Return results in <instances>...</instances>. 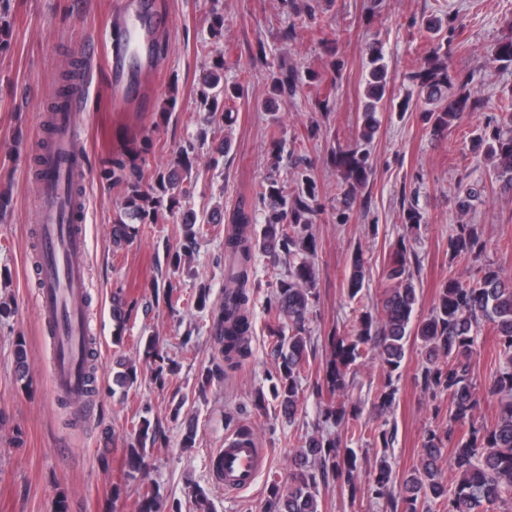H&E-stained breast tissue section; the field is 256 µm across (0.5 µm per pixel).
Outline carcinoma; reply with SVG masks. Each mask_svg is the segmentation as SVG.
I'll list each match as a JSON object with an SVG mask.
<instances>
[{
  "instance_id": "cac0c4a2",
  "label": "carcinoma",
  "mask_w": 512,
  "mask_h": 512,
  "mask_svg": "<svg viewBox=\"0 0 512 512\" xmlns=\"http://www.w3.org/2000/svg\"><path fill=\"white\" fill-rule=\"evenodd\" d=\"M369 65L366 77L369 102L362 115V138L367 142L372 141L379 130L375 113L387 85V69L378 50H372ZM409 78L425 104L423 118L436 135L461 123L481 106L480 99L470 93L459 92L448 97V87L457 82L458 77L449 63L448 45L441 39ZM298 88L295 71L288 70L276 79L272 92L277 96L285 93L293 96ZM233 93L235 90L224 86V60L219 59L203 77L200 103L207 107L211 118H222L224 111L219 109L220 101ZM482 142L488 155L500 160L495 170L496 182L501 189L512 191V126L506 130L493 128L484 135ZM147 154L148 148L142 147L112 161V180L126 189L121 212L113 218L112 244L116 247L136 237L137 225L155 222L163 208H176L173 190L190 175L189 152L182 147L174 165L156 173L153 182L146 185L143 180ZM335 164L348 186L345 204L350 209L356 201V189L368 181L369 156L358 149H341L335 153ZM305 183V188L291 195L276 178L269 177L261 184L259 196L269 203L271 214L258 234L247 233L253 211L244 204L237 209L233 216L237 230L224 241V304L214 323L224 362L227 368L234 370L248 354L251 322L247 286L254 254L261 250L277 261L288 260V274L276 285V318L280 323L272 331L277 346L288 347V355L283 357L272 394L290 417L296 414L300 403L298 381L304 371L303 360L310 341L306 336V321L316 298L313 269L299 259L314 247L309 228L316 215L315 194L312 181L307 178ZM479 194L481 190L472 184L459 185L460 209H468ZM182 224V250L166 254L168 263L174 266L180 265L196 244L197 217L185 214ZM448 246L456 257L481 252L483 244L478 226L458 225L449 237ZM361 269L357 255L352 260L348 279L347 294L352 300L363 288ZM385 278L389 288L382 319L378 321L365 311L359 316L353 334L332 338L333 355L316 382V390L331 394L344 390L351 367L369 345L377 351L386 371L387 385L377 403V412L382 413L393 404L392 378L405 359L408 339L413 336L421 340L427 360L422 372L424 389L431 395L437 412L440 411L438 399L448 395V420L444 427L427 434L419 465L403 479L402 495L390 501L392 512H431L437 502L444 512H494L497 503L512 501V278H505L501 269L492 266L484 268L476 282L469 285L452 276L442 284L431 313L417 322L413 321L417 288L403 239L391 254ZM130 317L131 312L122 304L112 306L114 342L122 341ZM483 323L493 326L498 357V368L483 387V396L495 398L499 403V412L490 426L479 424L475 419L480 395L475 391L473 367L478 355L477 332ZM149 430L150 421L145 418L126 448L130 478L145 467L144 448ZM446 462L456 474V481L449 486L439 480ZM355 470V455L351 449L342 447L341 440L311 436L296 454L288 482L272 485L268 512H319L318 481L326 480L331 472H339L353 488ZM391 480L392 469L383 461L374 475V495L387 494Z\"/></svg>"
}]
</instances>
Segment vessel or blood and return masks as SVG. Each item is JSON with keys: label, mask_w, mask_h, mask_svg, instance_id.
<instances>
[{"label": "vessel or blood", "mask_w": 512, "mask_h": 512, "mask_svg": "<svg viewBox=\"0 0 512 512\" xmlns=\"http://www.w3.org/2000/svg\"><path fill=\"white\" fill-rule=\"evenodd\" d=\"M146 25H135L121 34L109 54L114 73H122L130 52L149 50ZM84 108L83 95L71 97L64 111L55 113V144L37 157L39 192L35 215L38 224V313L42 326L52 336L55 355L51 364L55 394L82 403L89 388L83 339L88 334L86 299L90 282L79 258L87 241L78 226L85 221L70 188L88 175L79 141L77 116ZM217 457L223 469L226 490L250 487L266 468L268 456L257 443L232 435L225 439Z\"/></svg>", "instance_id": "1"}]
</instances>
